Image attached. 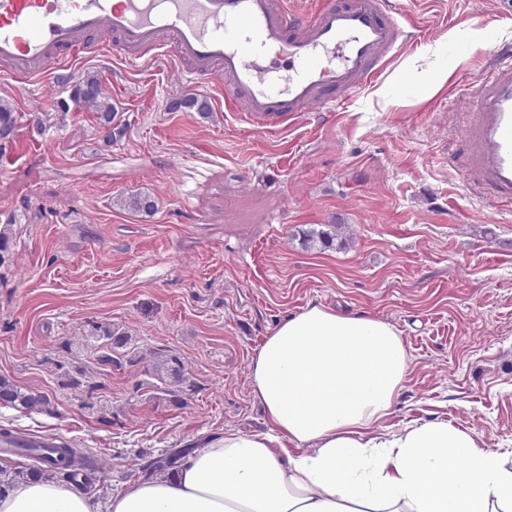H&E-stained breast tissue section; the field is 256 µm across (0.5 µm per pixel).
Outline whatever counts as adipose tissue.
Instances as JSON below:
<instances>
[{
    "label": "adipose tissue",
    "mask_w": 512,
    "mask_h": 512,
    "mask_svg": "<svg viewBox=\"0 0 512 512\" xmlns=\"http://www.w3.org/2000/svg\"><path fill=\"white\" fill-rule=\"evenodd\" d=\"M402 336L321 306L285 319L250 365L269 429L226 432L104 504L52 480L0 493V512H512V453L448 422L374 429L404 388Z\"/></svg>",
    "instance_id": "adipose-tissue-1"
}]
</instances>
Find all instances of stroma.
<instances>
[{
  "mask_svg": "<svg viewBox=\"0 0 512 512\" xmlns=\"http://www.w3.org/2000/svg\"><path fill=\"white\" fill-rule=\"evenodd\" d=\"M417 36L378 82L332 112L262 134L210 100L212 118L172 111L186 89L162 69L111 59L69 80L0 84L19 131L0 157V213L14 214L0 268V375L48 395L52 410L0 408V428L71 438L98 461L74 488L99 502L141 480L145 460L236 431L264 432L250 363L286 318L311 306L368 316L403 337L409 375L376 434L445 420L512 452V207L466 185L463 90L512 57V0H395ZM487 45L473 49L471 35ZM111 72L125 133L98 136L71 98ZM51 113L31 137L30 108ZM156 201L145 215L123 192ZM354 237L319 250L310 229ZM112 324L138 353L177 355L179 403L142 365L102 369L66 341ZM84 371L90 384L66 387ZM17 220L15 215H0V268L4 265L8 266L12 263L14 248L16 246V229Z\"/></svg>",
  "mask_w": 512,
  "mask_h": 512,
  "instance_id": "35a3bbf8",
  "label": "stroma"
}]
</instances>
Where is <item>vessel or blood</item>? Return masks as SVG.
<instances>
[{
  "mask_svg": "<svg viewBox=\"0 0 512 512\" xmlns=\"http://www.w3.org/2000/svg\"><path fill=\"white\" fill-rule=\"evenodd\" d=\"M390 0H0V78L34 83L112 54L130 72L170 59L179 84L262 133L379 79L412 40ZM473 194L512 204V63L469 86Z\"/></svg>",
  "mask_w": 512,
  "mask_h": 512,
  "instance_id": "b4317fda",
  "label": "vessel or blood"
}]
</instances>
